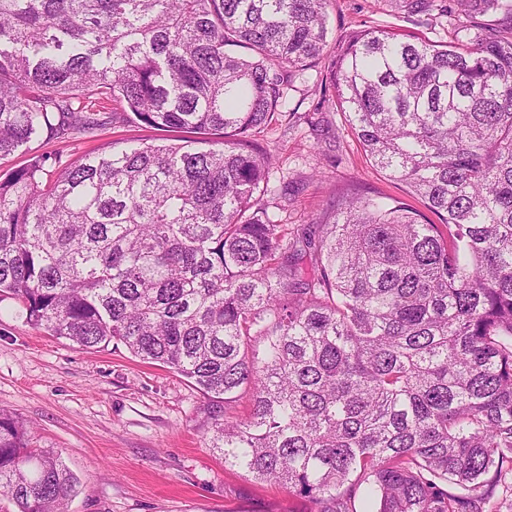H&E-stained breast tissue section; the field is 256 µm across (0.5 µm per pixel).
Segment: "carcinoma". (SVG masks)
Here are the masks:
<instances>
[{
  "label": "carcinoma",
  "instance_id": "1",
  "mask_svg": "<svg viewBox=\"0 0 512 512\" xmlns=\"http://www.w3.org/2000/svg\"><path fill=\"white\" fill-rule=\"evenodd\" d=\"M329 2L0 0V157L102 114L201 135L1 178L0 301L192 380L224 464L310 512H512V31L366 29L328 54ZM318 65L426 212L350 192L290 239L271 220L253 136ZM240 391L249 415L224 414ZM75 482L0 411L15 512H68Z\"/></svg>",
  "mask_w": 512,
  "mask_h": 512
}]
</instances>
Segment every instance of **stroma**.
<instances>
[{"mask_svg":"<svg viewBox=\"0 0 512 512\" xmlns=\"http://www.w3.org/2000/svg\"><path fill=\"white\" fill-rule=\"evenodd\" d=\"M450 2L434 0L430 20L418 22L394 0H331L327 41L377 27L452 42L467 19L457 10L444 13ZM325 80L323 70H307L288 93L297 117L256 136L272 156L271 186L287 191L269 214L290 233L331 215L337 197L350 190L421 208L403 184L370 163ZM140 135L120 123L85 139L45 133L0 158V172L50 153L70 163ZM21 311L15 300L0 301V409L32 427L34 447L58 452L77 478L68 512H307L287 486L225 468L202 427L207 400L190 380L121 344L73 347L26 323Z\"/></svg>","mask_w":512,"mask_h":512,"instance_id":"obj_1","label":"stroma"}]
</instances>
